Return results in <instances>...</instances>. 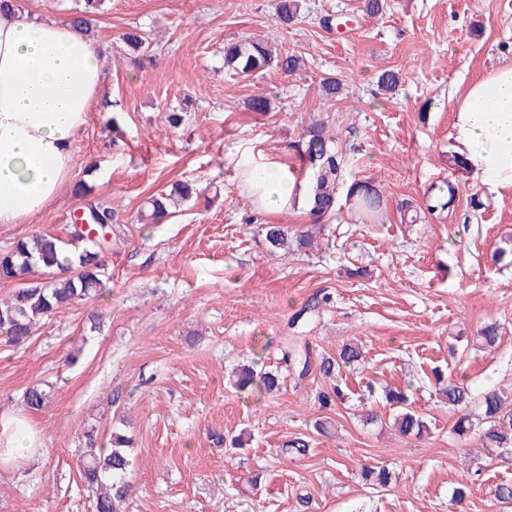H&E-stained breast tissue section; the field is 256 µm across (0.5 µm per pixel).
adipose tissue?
<instances>
[{
    "mask_svg": "<svg viewBox=\"0 0 512 512\" xmlns=\"http://www.w3.org/2000/svg\"><path fill=\"white\" fill-rule=\"evenodd\" d=\"M103 81L93 43L72 26L0 14V225L25 223L63 192L72 142ZM452 136L475 180L512 188V64L456 101ZM242 172L262 210L282 212L305 199V184L277 160L246 161ZM37 446L31 421L0 418L1 463Z\"/></svg>",
    "mask_w": 512,
    "mask_h": 512,
    "instance_id": "1",
    "label": "adipose tissue"
}]
</instances>
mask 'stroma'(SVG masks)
<instances>
[{
	"label": "stroma",
	"instance_id": "1",
	"mask_svg": "<svg viewBox=\"0 0 512 512\" xmlns=\"http://www.w3.org/2000/svg\"><path fill=\"white\" fill-rule=\"evenodd\" d=\"M277 5L106 0L94 42L119 127L104 128L93 109L73 142L69 187L30 223L1 225L0 249L62 234L90 198L112 199L122 222L102 296L41 318L23 344L0 340V415L29 419L41 447L0 464V512H92L79 476L86 435L104 442L115 431L133 441L125 512H505L487 490L512 484V454L487 456L476 434L453 431L433 373L512 393V267L491 260L512 246V189L455 167L451 138L456 101L512 63V0H386L375 17L363 0H305L290 25ZM327 15L339 29L322 28ZM135 26L152 43L143 72L117 56ZM254 36L301 56L304 69L227 75L225 43ZM387 69L399 74L390 93L378 85ZM325 77L340 84L335 99L319 92ZM257 96L268 112L248 110ZM181 102L174 128L166 113ZM313 122L336 135L343 186L381 193L375 219L343 200L317 230L305 210H257L239 159L288 163ZM186 179L202 188L196 201L166 223L141 220L149 197ZM83 181L85 199L73 189ZM448 181L455 202L428 213V194ZM270 225L287 228L286 247L271 248ZM307 229L314 244L299 247ZM315 298L316 311L294 321ZM491 323L500 339L487 348L478 333ZM293 334L316 358L362 344L363 361L339 374L343 402L320 406L330 385L316 371L282 370L280 392L260 401L230 385L239 365L279 368ZM37 383L54 391L34 411L22 400ZM389 389L424 416L422 436L393 427ZM367 404L379 421H363ZM218 433L243 447L216 443ZM297 437L308 455L287 453ZM381 467L385 487L364 476ZM468 468L478 481L466 482Z\"/></svg>",
	"mask_w": 512,
	"mask_h": 512
}]
</instances>
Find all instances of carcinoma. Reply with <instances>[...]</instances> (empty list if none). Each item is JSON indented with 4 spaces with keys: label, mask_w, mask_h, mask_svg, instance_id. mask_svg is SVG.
<instances>
[{
    "label": "carcinoma",
    "mask_w": 512,
    "mask_h": 512,
    "mask_svg": "<svg viewBox=\"0 0 512 512\" xmlns=\"http://www.w3.org/2000/svg\"><path fill=\"white\" fill-rule=\"evenodd\" d=\"M105 0H81V7L70 17V25L83 34L91 30V21L100 12ZM302 0H280L279 19L290 24L301 17ZM121 40L128 56L139 69L152 61L150 42L145 30L134 27L122 33ZM276 66L286 73H293L303 65L301 57L294 54L276 56L267 43L246 38L224 45V70L232 75L250 76L265 68ZM299 169L292 170L296 179L310 175L307 184L309 214L318 222L332 215L336 209V193L342 179L345 160L334 147V137L322 124H311L302 134L298 144ZM457 187L449 183L439 195L430 200L427 210L436 212L453 204ZM195 181L184 180L174 184L167 193L148 199L150 219L161 221L173 209L189 202L198 195ZM352 206L371 219L381 208L379 192L366 182L354 183L347 194ZM88 222L96 227L100 237L91 236V229L72 223L66 227V237L32 235L0 250V280L14 281L19 287L6 301H0V337L12 344H21L30 336L37 322L56 310L73 303L89 300L106 286L108 277L103 262L105 248L112 246L113 225L120 223L119 210L112 201L97 198L88 201ZM66 270V276L56 275V268ZM359 344L342 346L338 357H321L318 363L310 361L309 351H301L296 343L286 347L282 360L298 370L305 378L312 367H317L326 378L343 366L360 362ZM234 388L240 394L263 398L280 390L279 372L243 365L239 369ZM438 394L448 407L467 408L477 403V412L459 416L454 430L474 432L487 448L500 453L512 452V396L497 389H489L475 396L471 387L452 376H437ZM52 395L51 386L36 384L23 395V404L31 410L42 409ZM386 400L396 409L394 425L403 433L422 435L427 430L423 417L411 407L402 392L389 391ZM130 441L121 434H113L109 444H100L88 435V444L82 456V475L87 488L95 498V512H123L128 492L126 474L133 465L129 453Z\"/></svg>",
    "instance_id": "cac0c4a2"
}]
</instances>
